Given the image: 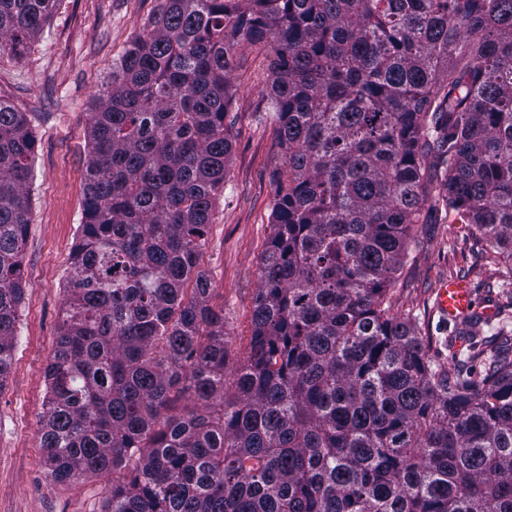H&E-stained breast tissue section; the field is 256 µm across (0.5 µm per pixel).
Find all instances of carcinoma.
<instances>
[{
	"instance_id": "1",
	"label": "carcinoma",
	"mask_w": 512,
	"mask_h": 512,
	"mask_svg": "<svg viewBox=\"0 0 512 512\" xmlns=\"http://www.w3.org/2000/svg\"><path fill=\"white\" fill-rule=\"evenodd\" d=\"M58 2L0 0V50L42 37ZM242 41L272 52L284 169L229 374L199 264ZM89 136L46 368L50 477L117 474L107 512H512V346L450 374L388 296L433 192L512 261V0H163ZM35 146L0 98V383ZM174 393L194 408L172 413Z\"/></svg>"
}]
</instances>
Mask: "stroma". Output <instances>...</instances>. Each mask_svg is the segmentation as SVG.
<instances>
[{"mask_svg":"<svg viewBox=\"0 0 512 512\" xmlns=\"http://www.w3.org/2000/svg\"><path fill=\"white\" fill-rule=\"evenodd\" d=\"M161 0H59L45 35L21 55L0 51V98L27 113L37 146L31 159V224L24 246V294L18 307L11 368L0 384V512H105L112 478L67 482L47 474L40 429L45 368L80 236L93 102L112 66L148 26ZM269 54L240 44L231 60L234 97L225 122L233 163L215 203L201 268L214 303L224 306L228 368L237 367L250 333L263 254L273 233L274 173L283 163L266 87ZM512 267L488 263L467 225L428 202L413 230L405 265L389 287L395 315L416 321L432 360L472 376L485 368L475 347L500 344L498 323L512 320ZM451 278L472 284L476 307L492 303L497 318L478 324L473 345L457 346L462 324L436 308Z\"/></svg>","mask_w":512,"mask_h":512,"instance_id":"35a3bbf8","label":"stroma"}]
</instances>
